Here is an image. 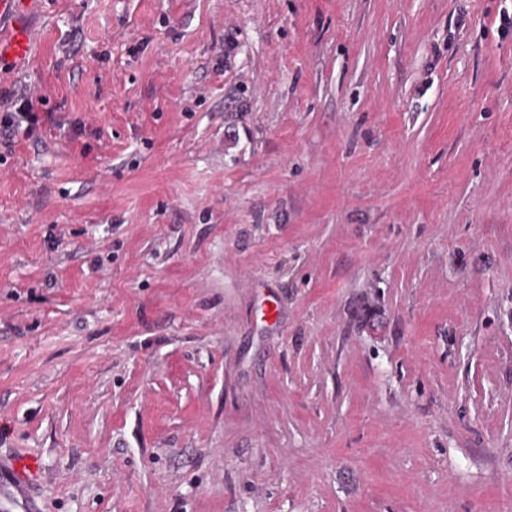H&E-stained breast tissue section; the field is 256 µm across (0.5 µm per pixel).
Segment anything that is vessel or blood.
Segmentation results:
<instances>
[{
	"label": "vessel or blood",
	"mask_w": 512,
	"mask_h": 512,
	"mask_svg": "<svg viewBox=\"0 0 512 512\" xmlns=\"http://www.w3.org/2000/svg\"><path fill=\"white\" fill-rule=\"evenodd\" d=\"M35 42V34L18 26L9 36L0 35V61L23 59ZM40 482L35 462L23 458H0V512H40Z\"/></svg>",
	"instance_id": "1"
}]
</instances>
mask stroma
Here are the masks:
<instances>
[{"label":"stroma","instance_id":"1","mask_svg":"<svg viewBox=\"0 0 512 512\" xmlns=\"http://www.w3.org/2000/svg\"><path fill=\"white\" fill-rule=\"evenodd\" d=\"M507 12L40 0L0 456L41 512H512Z\"/></svg>","mask_w":512,"mask_h":512}]
</instances>
